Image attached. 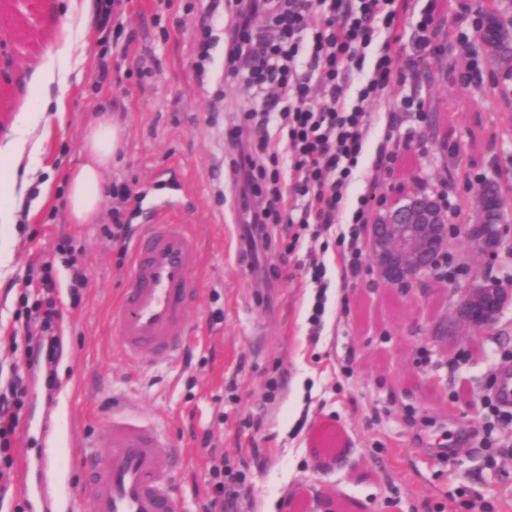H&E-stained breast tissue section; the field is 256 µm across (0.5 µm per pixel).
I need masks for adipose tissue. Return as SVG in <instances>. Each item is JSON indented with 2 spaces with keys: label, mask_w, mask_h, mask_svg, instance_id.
<instances>
[{
  "label": "adipose tissue",
  "mask_w": 512,
  "mask_h": 512,
  "mask_svg": "<svg viewBox=\"0 0 512 512\" xmlns=\"http://www.w3.org/2000/svg\"><path fill=\"white\" fill-rule=\"evenodd\" d=\"M93 7V0H69L58 27L60 48L46 49V62L29 71L30 96L24 113L0 140V224L18 223L22 208L37 211L52 195V185L46 181L38 198L27 197L31 177L43 164L48 125L64 124L66 94L83 77ZM119 142V128L113 125L109 110H102L84 138L86 161L67 176L66 210L72 223L89 224L97 219L102 174L111 166Z\"/></svg>",
  "instance_id": "ef3b65f1"
}]
</instances>
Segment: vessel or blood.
Returning a JSON list of instances; mask_svg holds the SVG:
<instances>
[{
  "mask_svg": "<svg viewBox=\"0 0 512 512\" xmlns=\"http://www.w3.org/2000/svg\"><path fill=\"white\" fill-rule=\"evenodd\" d=\"M129 285L111 313V326L134 360L174 361L188 334V304L197 288L190 277L199 259L189 225L150 206L129 245ZM47 412L31 411L24 430L41 437L37 477L28 483L29 512H174L173 469L158 453L164 434L141 416L123 411L108 421L105 448L86 444L76 459L86 473L83 488L51 482L57 450L45 443Z\"/></svg>",
  "mask_w": 512,
  "mask_h": 512,
  "instance_id": "1",
  "label": "vessel or blood"
}]
</instances>
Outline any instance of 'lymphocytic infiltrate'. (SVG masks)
I'll return each mask as SVG.
<instances>
[{
	"instance_id": "obj_1",
	"label": "lymphocytic infiltrate",
	"mask_w": 512,
	"mask_h": 512,
	"mask_svg": "<svg viewBox=\"0 0 512 512\" xmlns=\"http://www.w3.org/2000/svg\"><path fill=\"white\" fill-rule=\"evenodd\" d=\"M237 24L224 58V72L260 93L259 108L244 113L230 131L238 139L254 126L277 122L288 142L291 181L280 192L279 153L269 138L259 140L241 167L255 193L265 199L254 215L255 223L335 224L355 179L371 115L365 105L403 79L392 46L399 41L407 0H235ZM265 15L273 34L255 36L253 21ZM383 46L370 79L347 104L344 90L351 74L362 71L364 50L375 37ZM322 92L323 105L309 103ZM25 318H37L39 329L27 334L29 378L16 377L0 394V481L9 480L15 461L19 415L26 406L30 380L42 379L46 394L56 389L54 363L59 347L62 313L48 300L41 314L21 306Z\"/></svg>"
}]
</instances>
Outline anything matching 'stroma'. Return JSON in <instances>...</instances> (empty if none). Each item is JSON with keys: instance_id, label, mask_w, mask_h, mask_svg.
Listing matches in <instances>:
<instances>
[{"instance_id": "obj_1", "label": "stroma", "mask_w": 512, "mask_h": 512, "mask_svg": "<svg viewBox=\"0 0 512 512\" xmlns=\"http://www.w3.org/2000/svg\"><path fill=\"white\" fill-rule=\"evenodd\" d=\"M69 0H0V135L25 101L24 73L39 61L45 33ZM425 0H413L402 30L394 82L367 104L372 114L364 162L348 205L375 187L415 182L447 192L452 224L474 223L479 185L512 181V70L487 55L470 22L445 10L434 52L417 66L416 22ZM234 0H124L113 23L95 24L82 81L67 96L64 127H51L42 179L51 198L28 220L0 226V390L26 373V331L19 294L51 263L63 313L56 365L60 404L52 424L63 444L100 437L114 405H136L181 460L175 512H202L215 456L245 473L251 496L236 512H512V421L492 401L512 369V304L490 332L452 323L450 310L472 272L512 278V256L493 265L456 236L448 257L455 288L422 296L383 286L368 255L346 275L337 243L347 214L322 234L304 230L294 250L256 251L251 272L226 222L247 211L233 168L243 149L228 132L257 96L224 74ZM211 27L218 43L199 68L197 39ZM124 128L122 147L104 175L125 183L132 199L105 196L97 224H73L65 207L68 171L83 162V136L102 105ZM414 133L411 159L372 183L371 163L385 133ZM174 205L193 224L201 261L189 306L191 334L174 363L128 359L108 311L128 284L118 248L105 235L113 208L130 229L141 223L135 197ZM327 267L318 290L302 265ZM85 284L75 288L74 268ZM325 293L321 324L309 320Z\"/></svg>"}]
</instances>
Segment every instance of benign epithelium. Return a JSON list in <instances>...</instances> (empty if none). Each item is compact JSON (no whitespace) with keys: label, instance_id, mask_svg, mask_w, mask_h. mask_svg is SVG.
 I'll use <instances>...</instances> for the list:
<instances>
[{"label":"benign epithelium","instance_id":"7a95c632","mask_svg":"<svg viewBox=\"0 0 512 512\" xmlns=\"http://www.w3.org/2000/svg\"><path fill=\"white\" fill-rule=\"evenodd\" d=\"M488 203L497 211L499 221L467 224L462 233L474 251L495 260L502 252L512 254V242L503 234V226L512 215V185L494 179L484 183L476 204L483 211ZM450 243L448 215L439 195L418 186L375 211L368 230L371 260L379 281L390 288L427 291L436 259L447 253ZM511 301L512 293L498 278L482 274L455 302L454 318L478 332L491 330Z\"/></svg>","mask_w":512,"mask_h":512}]
</instances>
